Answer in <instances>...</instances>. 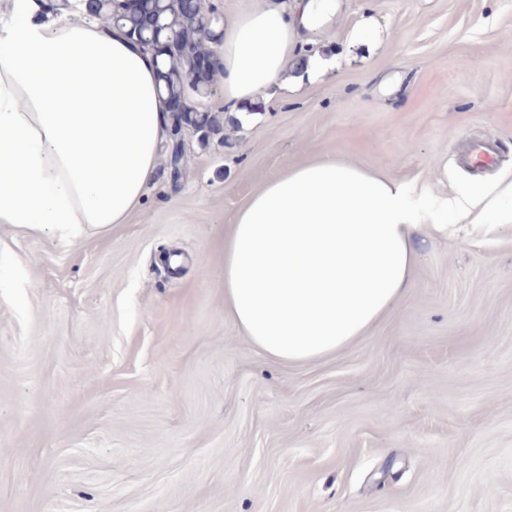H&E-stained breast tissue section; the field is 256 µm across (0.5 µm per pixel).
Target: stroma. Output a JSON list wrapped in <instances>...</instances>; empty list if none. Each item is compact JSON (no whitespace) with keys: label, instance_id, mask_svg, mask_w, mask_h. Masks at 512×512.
I'll return each instance as SVG.
<instances>
[{"label":"stroma","instance_id":"35a3bbf8","mask_svg":"<svg viewBox=\"0 0 512 512\" xmlns=\"http://www.w3.org/2000/svg\"><path fill=\"white\" fill-rule=\"evenodd\" d=\"M338 4L296 50L336 66L187 135L110 235L0 224V512H512V223L427 238L410 293L316 362L224 314V228L297 165L512 184V0Z\"/></svg>","mask_w":512,"mask_h":512}]
</instances>
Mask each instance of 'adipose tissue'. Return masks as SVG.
<instances>
[{
  "mask_svg": "<svg viewBox=\"0 0 512 512\" xmlns=\"http://www.w3.org/2000/svg\"><path fill=\"white\" fill-rule=\"evenodd\" d=\"M334 0H243L219 43L227 106L284 84L298 43ZM169 105L151 56L95 18L10 0L0 19V224L76 244L124 223L155 179ZM460 201L427 199L338 161L268 181L224 236V313L258 354L302 363L363 336L407 295L425 231L452 224Z\"/></svg>",
  "mask_w": 512,
  "mask_h": 512,
  "instance_id": "obj_1",
  "label": "adipose tissue"
}]
</instances>
